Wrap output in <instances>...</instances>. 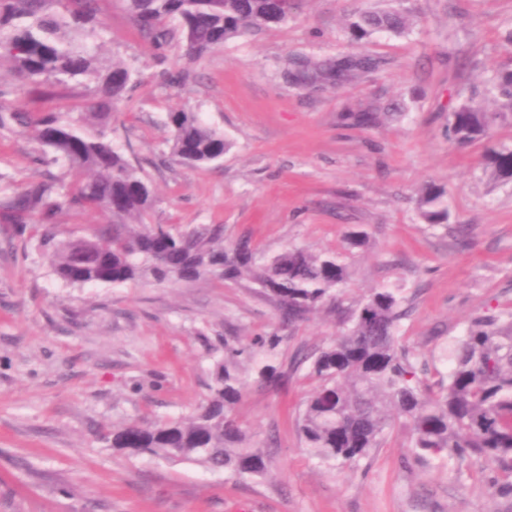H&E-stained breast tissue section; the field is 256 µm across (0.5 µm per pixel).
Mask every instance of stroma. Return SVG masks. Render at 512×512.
Listing matches in <instances>:
<instances>
[{
    "mask_svg": "<svg viewBox=\"0 0 512 512\" xmlns=\"http://www.w3.org/2000/svg\"><path fill=\"white\" fill-rule=\"evenodd\" d=\"M373 4L307 0L288 22L199 60L173 48L168 67L191 77L168 87L119 0H104L105 54L143 74L114 138L156 188L154 221L219 224L226 245L246 240L261 256L290 245L337 254L348 271L341 306L401 289V342L438 367L474 317L512 308V181L489 180L483 143L447 137L451 112L488 103L495 73L512 68V0H408L420 18L409 35L350 45L345 16ZM350 53L380 66L333 88L278 75L288 57ZM183 104L232 142L217 167L188 169L167 154L165 114ZM392 104L402 118L346 119ZM36 150L30 137H0V173L24 185L37 175ZM430 182L448 188L447 227L417 210ZM354 228L364 246L348 244ZM339 320L326 307L282 324L247 278L68 287L35 240L0 238V512H512V497L489 493L496 467L445 454L417 463L403 423L355 468L322 466L303 450L296 416L315 387L303 357L332 342ZM271 334L288 378L270 387L249 376L236 407L274 461L266 476L130 457L100 440L104 428L191 414L225 337L247 345Z\"/></svg>",
    "mask_w": 512,
    "mask_h": 512,
    "instance_id": "35a3bbf8",
    "label": "stroma"
}]
</instances>
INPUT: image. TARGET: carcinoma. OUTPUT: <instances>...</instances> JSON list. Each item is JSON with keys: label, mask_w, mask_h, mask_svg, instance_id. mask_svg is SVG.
Returning a JSON list of instances; mask_svg holds the SVG:
<instances>
[{"label": "carcinoma", "mask_w": 512, "mask_h": 512, "mask_svg": "<svg viewBox=\"0 0 512 512\" xmlns=\"http://www.w3.org/2000/svg\"><path fill=\"white\" fill-rule=\"evenodd\" d=\"M103 0H0V69L47 97L70 101L66 110L30 112L14 103L16 85L0 82V136L25 134L39 145L34 162L56 165L51 173L16 187L0 174V233L38 237L42 255L61 282L156 285L192 283L205 276L248 277L277 302L283 321L293 323L337 301L347 278L338 256L288 247L259 264L249 242L224 245L219 226L178 230L150 222L156 206L151 181L114 143L120 106L140 83L125 60L99 52L109 26ZM290 0L274 11L270 0H123L136 33L153 50L155 62L181 47L198 60L233 38L283 24L301 7ZM414 17L403 0L379 4L346 17L353 44L381 31L405 35ZM379 61L339 62L296 58L284 71L298 87L334 85ZM496 110L464 104L451 113L448 137L458 145L485 141L490 179H512V149L491 141V130L512 119V70L498 73L492 86ZM166 143L180 165L207 167L220 162L232 143L200 113L180 107L167 113ZM447 190L426 185L417 209L432 227H448ZM64 212L107 216L87 236L59 238ZM397 288L372 291L342 311L343 330L332 344L304 357L317 382L297 416L302 448L319 462L356 467L384 444L394 424L409 426L411 454L424 461L442 452L462 462L493 464L503 478L494 493L512 497V310L470 321L452 350L438 390L428 383L422 354L399 344L405 317ZM280 336H259L248 347L224 339V357L214 363L205 402L187 418L129 423L105 430L101 439L129 457L149 455L170 463L188 461L239 479L264 476L270 459L254 446L235 407L254 372L269 386L286 373L271 362Z\"/></svg>", "instance_id": "1"}]
</instances>
